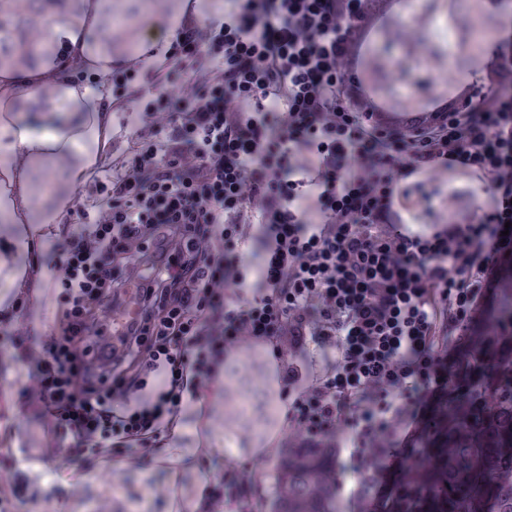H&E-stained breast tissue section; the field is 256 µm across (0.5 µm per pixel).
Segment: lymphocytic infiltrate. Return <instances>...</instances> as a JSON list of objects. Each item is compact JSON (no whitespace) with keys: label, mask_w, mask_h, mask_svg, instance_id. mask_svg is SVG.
<instances>
[{"label":"lymphocytic infiltrate","mask_w":512,"mask_h":512,"mask_svg":"<svg viewBox=\"0 0 512 512\" xmlns=\"http://www.w3.org/2000/svg\"><path fill=\"white\" fill-rule=\"evenodd\" d=\"M364 0H231L167 48L111 70L135 142L85 186L44 261L52 328L7 319L29 368L14 397L50 437L0 477V506L38 493L33 463L153 456L225 359L263 344L287 395L282 448H323L370 512L444 389L512 223V62L437 124L371 126L346 85ZM480 169L487 205L433 215L449 172ZM139 317L91 353L127 280ZM255 467L225 457L208 512L247 507Z\"/></svg>","instance_id":"f902f5d3"}]
</instances>
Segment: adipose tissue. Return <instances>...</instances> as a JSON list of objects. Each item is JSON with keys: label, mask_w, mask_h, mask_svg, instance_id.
<instances>
[{"label": "adipose tissue", "mask_w": 512, "mask_h": 512, "mask_svg": "<svg viewBox=\"0 0 512 512\" xmlns=\"http://www.w3.org/2000/svg\"><path fill=\"white\" fill-rule=\"evenodd\" d=\"M112 25L111 0H71L64 15L50 20L39 45L37 63L10 65L0 81V296L19 297L39 311L49 277L45 267L29 264L16 247L26 234L37 244L62 239V217L75 189L100 160L112 154V104L80 78L85 64L135 53L150 28L137 25L128 43L114 46L104 33ZM41 205H34V197ZM208 432L209 447H234L244 440L250 457L267 453L285 425L276 369L260 345L242 348L225 364L210 393L192 407ZM161 459L177 486L183 512H197L205 479L187 477L186 463L196 456V441L176 424Z\"/></svg>", "instance_id": "adipose-tissue-1"}]
</instances>
